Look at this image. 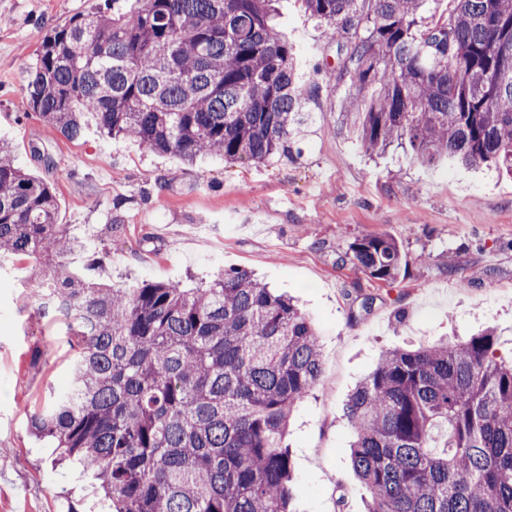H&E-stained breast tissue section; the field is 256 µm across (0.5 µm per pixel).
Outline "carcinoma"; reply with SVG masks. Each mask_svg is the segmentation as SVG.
<instances>
[{
	"label": "carcinoma",
	"instance_id": "cac0c4a2",
	"mask_svg": "<svg viewBox=\"0 0 512 512\" xmlns=\"http://www.w3.org/2000/svg\"><path fill=\"white\" fill-rule=\"evenodd\" d=\"M50 28L28 66L32 111L68 139L89 112L109 136L186 161L284 162L311 113L276 0H136ZM336 45L318 68L343 90L342 126L365 150L402 149L512 174V0H301ZM0 143V258H28L76 347L67 388L30 416L101 481L112 512H294L288 419L319 385L312 319L252 271L182 288L77 275L54 187ZM341 261L393 282L409 259L386 234ZM486 329L384 351L345 416L366 512H512V359Z\"/></svg>",
	"mask_w": 512,
	"mask_h": 512
}]
</instances>
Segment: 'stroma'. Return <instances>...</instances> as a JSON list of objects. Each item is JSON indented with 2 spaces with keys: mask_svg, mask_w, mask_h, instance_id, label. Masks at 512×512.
I'll list each match as a JSON object with an SVG mask.
<instances>
[{
  "mask_svg": "<svg viewBox=\"0 0 512 512\" xmlns=\"http://www.w3.org/2000/svg\"><path fill=\"white\" fill-rule=\"evenodd\" d=\"M97 0H0V138L25 170L53 184L58 221L84 243L74 270L94 282L191 288L244 267L295 297L318 332L324 374L290 419L296 512H365L350 464L344 404L394 347L461 339L493 327L512 355V177L403 151L369 156L342 128L340 91L312 66L335 60L300 0H281L278 30L297 57L313 120L302 155L270 166L190 165L104 136L70 140L28 107L33 51L54 25ZM398 242L410 265L386 283L340 264L354 239ZM37 269L0 267V512H102L90 474L54 467L30 414L71 377L64 325L37 312Z\"/></svg>",
  "mask_w": 512,
  "mask_h": 512,
  "instance_id": "35a3bbf8",
  "label": "stroma"
}]
</instances>
